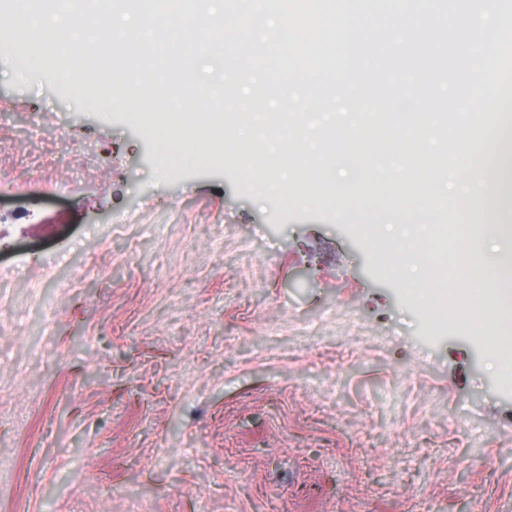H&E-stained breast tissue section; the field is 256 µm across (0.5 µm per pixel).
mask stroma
Returning <instances> with one entry per match:
<instances>
[{"label": "stroma", "instance_id": "35a3bbf8", "mask_svg": "<svg viewBox=\"0 0 512 512\" xmlns=\"http://www.w3.org/2000/svg\"><path fill=\"white\" fill-rule=\"evenodd\" d=\"M349 80L406 86L380 33L349 40ZM131 57L114 109L100 86L60 89L56 68L0 54V512H512V384L475 337L425 339L422 294L395 275L377 224H497L512 236V177L410 209L392 177L366 179L369 142L346 172L319 159L163 167L131 104ZM243 69L251 109L269 85ZM392 135H422L466 176L455 124L425 100L385 98ZM41 113L40 126L30 117ZM64 184L68 192L56 196ZM494 273L499 333L512 338V261Z\"/></svg>", "mask_w": 512, "mask_h": 512}]
</instances>
